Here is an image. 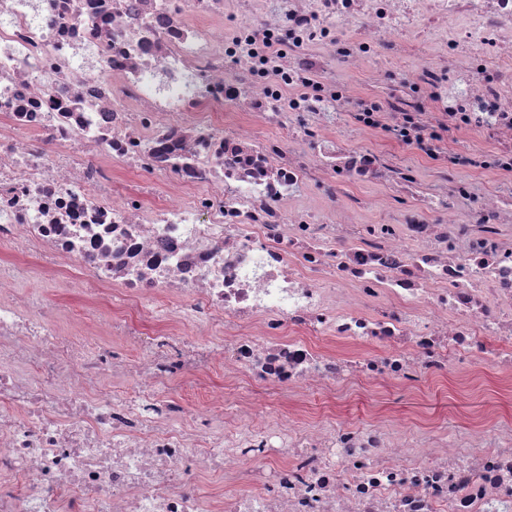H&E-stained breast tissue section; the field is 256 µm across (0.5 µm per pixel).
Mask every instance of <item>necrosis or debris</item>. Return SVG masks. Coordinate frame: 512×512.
Wrapping results in <instances>:
<instances>
[{"label":"necrosis or debris","instance_id":"1","mask_svg":"<svg viewBox=\"0 0 512 512\" xmlns=\"http://www.w3.org/2000/svg\"><path fill=\"white\" fill-rule=\"evenodd\" d=\"M415 42L453 84L425 64L379 106L336 75ZM354 103L367 132L497 143L503 183L424 192L331 134ZM285 118L309 127L257 136ZM353 182L414 204L344 223ZM511 221L512 0H0V512H512L511 415L451 437L338 403L512 384ZM35 261L111 317L61 335L51 297L17 293Z\"/></svg>","mask_w":512,"mask_h":512}]
</instances>
